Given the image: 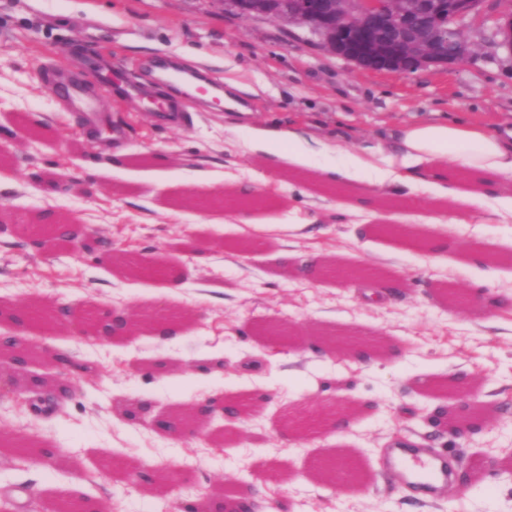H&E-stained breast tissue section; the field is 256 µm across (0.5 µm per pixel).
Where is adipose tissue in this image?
Masks as SVG:
<instances>
[{"instance_id": "obj_1", "label": "adipose tissue", "mask_w": 512, "mask_h": 512, "mask_svg": "<svg viewBox=\"0 0 512 512\" xmlns=\"http://www.w3.org/2000/svg\"><path fill=\"white\" fill-rule=\"evenodd\" d=\"M444 161L494 183L512 182V129L490 134L459 124L416 126L404 130L398 144L355 155L352 167L408 183L420 167Z\"/></svg>"}]
</instances>
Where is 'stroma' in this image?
<instances>
[{"mask_svg": "<svg viewBox=\"0 0 512 512\" xmlns=\"http://www.w3.org/2000/svg\"><path fill=\"white\" fill-rule=\"evenodd\" d=\"M481 25L465 23L467 58L408 75L374 74L327 51L308 29L246 19L220 0H0V307L30 295L81 310L134 313L132 336L113 342L59 329L43 338L0 320V336L36 346L33 370L69 352L81 369L77 394L58 399L52 385L27 389L15 376L0 392V506L46 512L80 496L108 512H212L220 484L263 485L277 512H512V216L493 201L463 204L476 177L445 162L413 185L378 184L335 170L354 155L418 125L512 126V55L495 21L512 0H485ZM176 56L182 71H205L224 100L176 127L155 124L153 100L173 90L147 70ZM111 58L118 77L152 91L149 100L101 92L94 68ZM48 65L79 81L97 103L98 131L87 137L39 76ZM252 103L241 117L232 99ZM124 140L112 146L113 127ZM259 130H292L328 149L303 166L255 149ZM43 173L41 183L28 180ZM66 174L67 182L56 179ZM264 199L249 205L195 208L194 197H222L257 176ZM66 215L92 236L78 253L57 242L34 248L25 222L38 213ZM381 224L429 236L427 250L378 232ZM162 260L167 279L131 277L102 251ZM332 257L367 266L385 279L363 282L299 274ZM400 281L378 304L364 285ZM481 293L460 312L441 290ZM190 313L175 335L149 318L160 308ZM276 322L293 330L288 347L256 338ZM382 336L385 356L360 361L327 351L312 329ZM473 380L476 409L498 415L475 436L452 438L426 415L454 399L435 391L448 378ZM248 404L226 431L214 417L195 434L173 439L149 419L210 398ZM359 412L339 432L297 439L284 427L303 411L337 399ZM47 441L41 466L24 465L19 443ZM410 443L453 449L467 487L427 498L385 468L388 448ZM340 449L365 477L334 488L310 473L313 457ZM130 462L167 492L103 476Z\"/></svg>", "mask_w": 512, "mask_h": 512, "instance_id": "stroma-1", "label": "stroma"}]
</instances>
